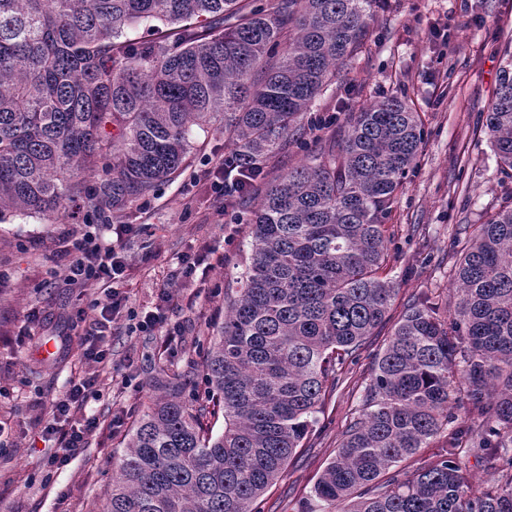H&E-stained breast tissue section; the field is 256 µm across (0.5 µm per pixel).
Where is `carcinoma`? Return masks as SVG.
I'll list each match as a JSON object with an SVG mask.
<instances>
[{
  "mask_svg": "<svg viewBox=\"0 0 512 512\" xmlns=\"http://www.w3.org/2000/svg\"><path fill=\"white\" fill-rule=\"evenodd\" d=\"M386 0H0V209L119 213L224 130V201L248 256L203 367L210 411L159 397L99 512H259L326 393L387 318V220L425 129L403 93L349 109L333 145L270 177ZM151 24L155 37L125 30ZM485 130L512 178V51ZM97 175L88 186L85 176ZM413 298L313 488L323 512H512V200ZM438 439L439 452L420 458ZM471 454L496 481L474 487Z\"/></svg>",
  "mask_w": 512,
  "mask_h": 512,
  "instance_id": "carcinoma-1",
  "label": "carcinoma"
}]
</instances>
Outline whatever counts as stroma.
I'll use <instances>...</instances> for the list:
<instances>
[{"instance_id": "35a3bbf8", "label": "stroma", "mask_w": 512, "mask_h": 512, "mask_svg": "<svg viewBox=\"0 0 512 512\" xmlns=\"http://www.w3.org/2000/svg\"><path fill=\"white\" fill-rule=\"evenodd\" d=\"M512 43V0H388L373 26L370 50L356 60L350 78L331 85L316 100L312 118L406 92L427 136L417 167L399 193L388 220L389 258L383 270L399 288L386 323L371 336L342 385L327 396L323 414L283 476L263 496L261 512H304L313 487L370 379L373 360L387 343L408 300L430 294L447 301L451 268L468 229L484 223L512 198V180L500 172L483 132L501 62ZM224 158V135L195 131L184 169L119 215L79 211L70 222L97 225L112 239L115 224L130 226L123 248L124 282L135 310L150 308L158 288L171 283L176 298L166 310L179 326V343L163 332L129 334L124 322L110 331V365L87 412L105 427L58 471L47 472L49 455L41 429L49 402L86 371L83 338L97 313L92 288L64 287L68 242L60 223L42 215L5 212L0 217V512H54L66 496L71 512H97L117 473L125 433H112L115 416L136 420L151 403L159 369L187 383L186 401L205 402L203 352L224 320L223 290L232 287L245 260L250 227L225 216L219 204L215 163ZM212 250L224 258L206 283L179 274L184 252ZM83 322L72 324L76 307ZM55 344L61 360L41 373L40 349Z\"/></svg>"}]
</instances>
